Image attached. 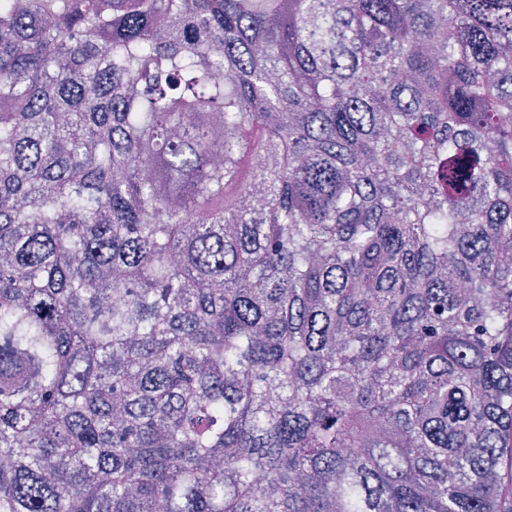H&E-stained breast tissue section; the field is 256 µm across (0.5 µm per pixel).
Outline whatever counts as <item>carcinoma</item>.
Masks as SVG:
<instances>
[{
    "instance_id": "obj_1",
    "label": "carcinoma",
    "mask_w": 512,
    "mask_h": 512,
    "mask_svg": "<svg viewBox=\"0 0 512 512\" xmlns=\"http://www.w3.org/2000/svg\"><path fill=\"white\" fill-rule=\"evenodd\" d=\"M0 512H512V0H0Z\"/></svg>"
}]
</instances>
